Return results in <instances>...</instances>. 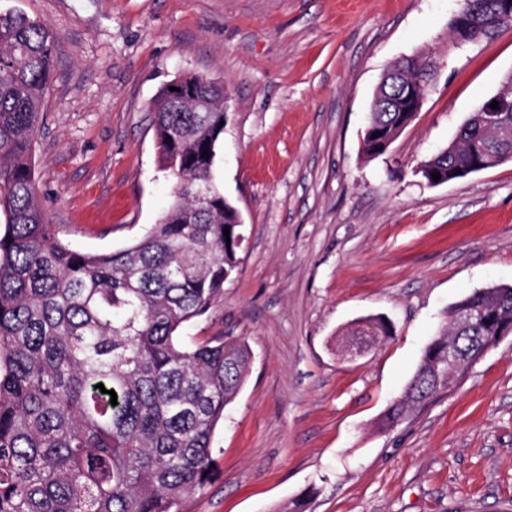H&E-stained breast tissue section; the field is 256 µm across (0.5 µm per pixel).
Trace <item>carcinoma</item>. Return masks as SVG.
<instances>
[{"mask_svg":"<svg viewBox=\"0 0 512 512\" xmlns=\"http://www.w3.org/2000/svg\"><path fill=\"white\" fill-rule=\"evenodd\" d=\"M472 14L479 37L512 25V0ZM55 34L23 14H0V512H181L209 480L214 432L249 375L251 354L235 336L188 345L185 324L205 315L238 266V207L214 178L224 134V85L185 77L151 103L161 171L172 201L136 245L86 253L59 237L35 186L32 134L52 78ZM435 55L392 69L432 77ZM392 77L368 115L363 153L384 154L409 115L396 111ZM210 156H202V152ZM512 160V111L492 123L473 113L427 160L428 185ZM229 235H224V229ZM482 303L487 319L461 331L459 315ZM449 327L424 348L415 374L384 411L392 427L447 388L430 363L457 337L461 370L477 336L512 318V285L478 290L448 311ZM383 317L346 335H392ZM114 390L111 396L97 384Z\"/></svg>","mask_w":512,"mask_h":512,"instance_id":"carcinoma-1","label":"carcinoma"}]
</instances>
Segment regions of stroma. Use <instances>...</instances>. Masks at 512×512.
Here are the masks:
<instances>
[{
    "label": "stroma",
    "instance_id": "35a3bbf8",
    "mask_svg": "<svg viewBox=\"0 0 512 512\" xmlns=\"http://www.w3.org/2000/svg\"><path fill=\"white\" fill-rule=\"evenodd\" d=\"M460 0H0L57 35L32 144L50 223L78 250L139 241L171 202L149 104L176 78L224 82L216 166L240 262L186 342L230 334L252 364L182 512H512V338L422 410L378 419L446 311L512 284V161L430 186L419 169L512 74V26L455 46ZM440 68L415 120L366 158L386 68ZM391 336L350 358L342 332ZM430 54V55H429ZM419 53L414 59L408 57L402 58L397 61L387 72L395 70L400 73L410 75L411 77H418L425 75L432 78L434 71H432V62L435 55L433 52ZM392 332L393 325L390 321L383 317H370L353 323L344 335L356 336V334H364L365 336H370L374 340L373 344H375L379 337L391 336Z\"/></svg>",
    "mask_w": 512,
    "mask_h": 512
}]
</instances>
